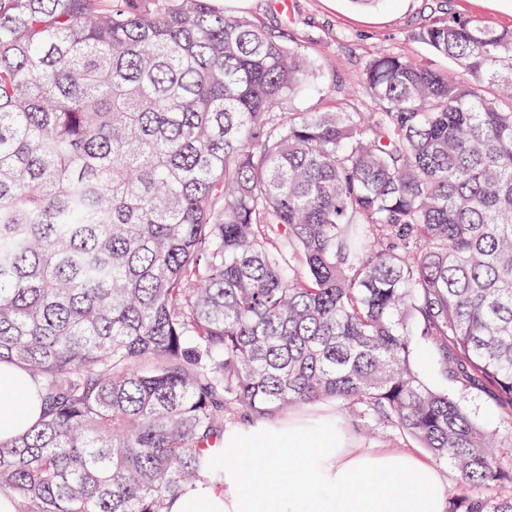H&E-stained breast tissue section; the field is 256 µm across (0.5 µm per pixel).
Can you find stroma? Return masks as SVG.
<instances>
[{"instance_id":"obj_1","label":"stroma","mask_w":512,"mask_h":512,"mask_svg":"<svg viewBox=\"0 0 512 512\" xmlns=\"http://www.w3.org/2000/svg\"><path fill=\"white\" fill-rule=\"evenodd\" d=\"M432 0H386L377 8H362L352 0H291L288 13L270 9L267 0H227V13L260 21L267 28L281 31L305 42L312 53L335 60L336 82L353 89L354 103L365 95L356 80L369 57L378 52L412 56L444 70L450 60L435 56L413 38L428 24ZM448 13L458 18H479L500 28L512 27V0H448ZM303 416L322 424L343 419L347 442L353 448L389 445L414 452L420 458L428 453L410 440L396 436L391 429L358 419L332 402L303 409Z\"/></svg>"}]
</instances>
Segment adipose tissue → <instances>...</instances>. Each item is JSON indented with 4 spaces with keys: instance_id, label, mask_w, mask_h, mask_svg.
Returning <instances> with one entry per match:
<instances>
[{
    "instance_id": "adipose-tissue-1",
    "label": "adipose tissue",
    "mask_w": 512,
    "mask_h": 512,
    "mask_svg": "<svg viewBox=\"0 0 512 512\" xmlns=\"http://www.w3.org/2000/svg\"><path fill=\"white\" fill-rule=\"evenodd\" d=\"M25 391L26 423L40 416L36 387L20 367L0 364V398ZM248 447L265 462L250 477L224 469L222 485L201 479L170 505V512H446L439 471L412 453L348 447L336 430L310 443L302 426L273 418L227 427L222 446ZM292 458L289 469L281 459Z\"/></svg>"
}]
</instances>
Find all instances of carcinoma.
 <instances>
[{"label":"carcinoma","instance_id":"cac0c4a2","mask_svg":"<svg viewBox=\"0 0 512 512\" xmlns=\"http://www.w3.org/2000/svg\"><path fill=\"white\" fill-rule=\"evenodd\" d=\"M434 2L415 39L455 68L377 54L367 111L294 112L331 68L214 0H0V363L42 406L0 438L19 512H169L261 463L210 455L229 418L325 401L450 465L448 512H512V29ZM460 396L482 425L488 428L499 425L503 412L491 396L473 389L462 391Z\"/></svg>","mask_w":512,"mask_h":512}]
</instances>
